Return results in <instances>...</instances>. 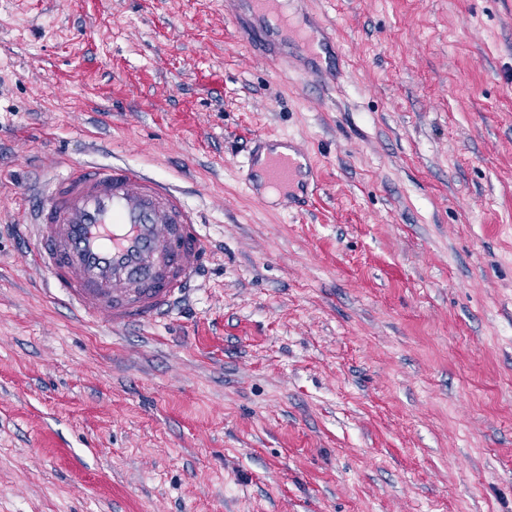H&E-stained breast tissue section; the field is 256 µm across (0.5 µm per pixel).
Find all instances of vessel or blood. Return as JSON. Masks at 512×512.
<instances>
[{
    "instance_id": "vessel-or-blood-1",
    "label": "vessel or blood",
    "mask_w": 512,
    "mask_h": 512,
    "mask_svg": "<svg viewBox=\"0 0 512 512\" xmlns=\"http://www.w3.org/2000/svg\"><path fill=\"white\" fill-rule=\"evenodd\" d=\"M241 41L288 64L289 51L318 54L328 34L288 12L287 0H230ZM253 173L293 197L312 166L297 147L259 137L248 157ZM32 261L85 317L112 328L148 325L209 266L212 255L197 212L180 192L126 163L80 161L40 183L31 195Z\"/></svg>"
}]
</instances>
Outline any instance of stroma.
<instances>
[{
    "label": "stroma",
    "instance_id": "obj_1",
    "mask_svg": "<svg viewBox=\"0 0 512 512\" xmlns=\"http://www.w3.org/2000/svg\"><path fill=\"white\" fill-rule=\"evenodd\" d=\"M342 76L224 0H0V512H512V0H303ZM315 168L257 203L255 137ZM123 160L199 210L172 315L81 319L21 187Z\"/></svg>",
    "mask_w": 512,
    "mask_h": 512
}]
</instances>
